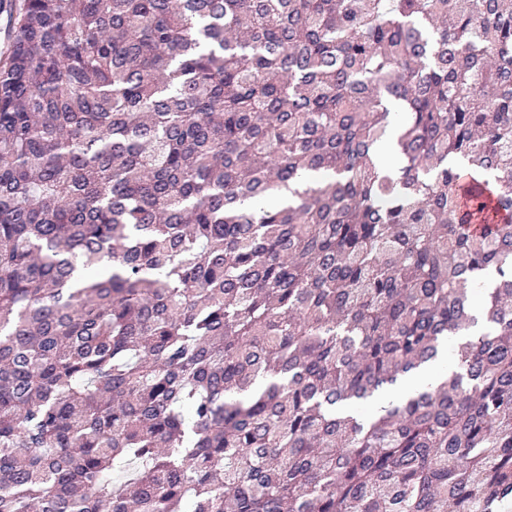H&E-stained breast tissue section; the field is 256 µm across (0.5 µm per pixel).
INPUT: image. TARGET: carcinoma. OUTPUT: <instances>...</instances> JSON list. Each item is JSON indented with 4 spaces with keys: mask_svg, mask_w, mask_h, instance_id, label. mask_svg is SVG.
Instances as JSON below:
<instances>
[{
    "mask_svg": "<svg viewBox=\"0 0 512 512\" xmlns=\"http://www.w3.org/2000/svg\"><path fill=\"white\" fill-rule=\"evenodd\" d=\"M509 504L512 4L25 0L0 512Z\"/></svg>",
    "mask_w": 512,
    "mask_h": 512,
    "instance_id": "cac0c4a2",
    "label": "carcinoma"
}]
</instances>
